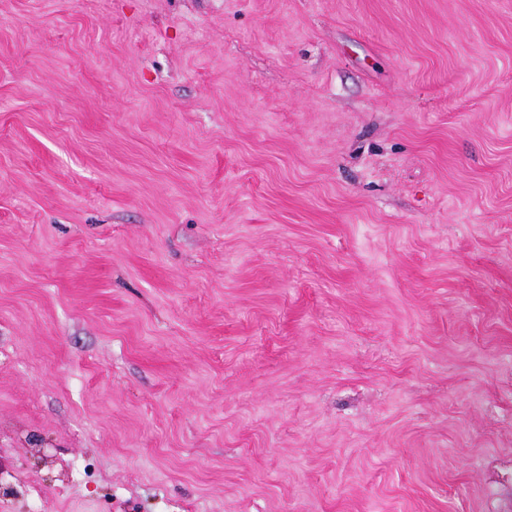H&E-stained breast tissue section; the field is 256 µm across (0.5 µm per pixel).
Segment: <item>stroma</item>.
<instances>
[{
  "label": "stroma",
  "mask_w": 512,
  "mask_h": 512,
  "mask_svg": "<svg viewBox=\"0 0 512 512\" xmlns=\"http://www.w3.org/2000/svg\"><path fill=\"white\" fill-rule=\"evenodd\" d=\"M0 512H512V0H0Z\"/></svg>",
  "instance_id": "obj_1"
}]
</instances>
